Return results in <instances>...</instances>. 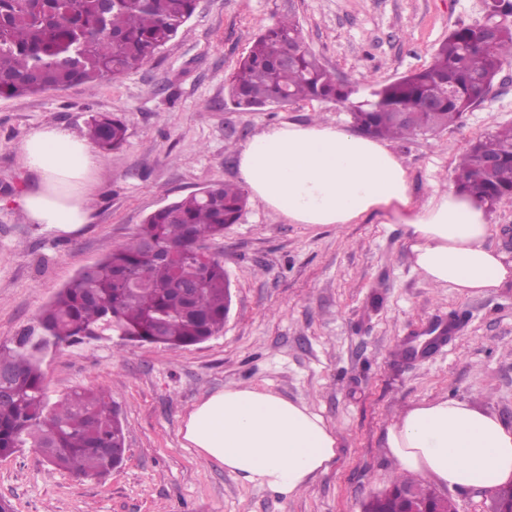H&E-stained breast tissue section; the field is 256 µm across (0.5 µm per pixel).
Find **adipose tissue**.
I'll return each mask as SVG.
<instances>
[{
	"instance_id": "1",
	"label": "adipose tissue",
	"mask_w": 512,
	"mask_h": 512,
	"mask_svg": "<svg viewBox=\"0 0 512 512\" xmlns=\"http://www.w3.org/2000/svg\"><path fill=\"white\" fill-rule=\"evenodd\" d=\"M20 155L37 179L19 199L26 221L61 237L79 233L92 220L100 169L89 141L45 125L25 138ZM238 169L253 199L294 224H349L395 208L412 229L416 268L435 285L463 294L512 280V262L485 244L483 206L453 187L416 205L404 166L373 137L331 124L284 122L242 146ZM183 439L204 460L286 500L327 473L337 457L336 435L320 414L256 386L203 396L185 419ZM387 446L401 470L452 489L512 482V427L466 401L406 407L388 430Z\"/></svg>"
}]
</instances>
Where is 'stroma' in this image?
Wrapping results in <instances>:
<instances>
[{"instance_id": "obj_1", "label": "stroma", "mask_w": 512, "mask_h": 512, "mask_svg": "<svg viewBox=\"0 0 512 512\" xmlns=\"http://www.w3.org/2000/svg\"><path fill=\"white\" fill-rule=\"evenodd\" d=\"M286 15L337 80L361 89L427 67L482 11L479 0H198L177 37L141 68L92 89L0 99V342L35 326L60 288L152 212L239 183L237 154L253 135L284 121L350 126L346 108L320 100L225 108L227 77ZM90 112L120 117L127 141L100 157L91 224L60 238L27 223L15 201L36 185L19 146L47 123L84 132ZM510 125L512 60L457 126L389 146L421 204L454 183L474 140ZM486 218L487 245L511 262L512 199ZM411 238L390 210L350 224H291L250 201L211 246L231 289L217 335L180 350L117 338L64 345L43 359L51 398L88 386L111 397L126 435L122 464L103 480L79 478L24 448L0 458V499L12 512H362L400 473L386 437L407 406L452 397L512 426V281L471 295L435 286L416 269ZM430 330L446 340L406 355L411 337ZM231 384L323 416L338 437L332 469L286 501L186 447L188 411Z\"/></svg>"}]
</instances>
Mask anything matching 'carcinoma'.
<instances>
[{"label": "carcinoma", "mask_w": 512, "mask_h": 512, "mask_svg": "<svg viewBox=\"0 0 512 512\" xmlns=\"http://www.w3.org/2000/svg\"><path fill=\"white\" fill-rule=\"evenodd\" d=\"M197 0H0V98L36 95L76 84L94 86L150 62L191 19ZM293 48L290 63L282 51ZM512 59V25L493 34L463 26L448 35L432 63L393 82L379 84L367 98L338 82L301 43L298 23L288 17L253 42L228 78L226 104L234 110L263 108L281 100H322L351 112L356 130L404 139L439 133L458 123ZM436 107L428 111L425 100ZM88 139L108 153L124 145L126 125L108 112H92ZM495 155L492 171L482 159ZM455 185L492 207L512 199V127L477 138L459 164ZM247 197L226 183L206 187L150 214L136 234L81 269L41 311L37 329L0 343V458L21 448H39L55 468L101 479L121 463L125 445L121 420L105 394L72 390L52 402L45 391L42 355L118 336L177 350L200 344L220 331L230 304L224 262L209 243L236 223ZM154 240L177 257L150 255ZM394 489L433 503L436 512H455L451 502L401 475ZM411 506L396 497L370 501L365 509L400 512Z\"/></svg>", "instance_id": "obj_1"}]
</instances>
